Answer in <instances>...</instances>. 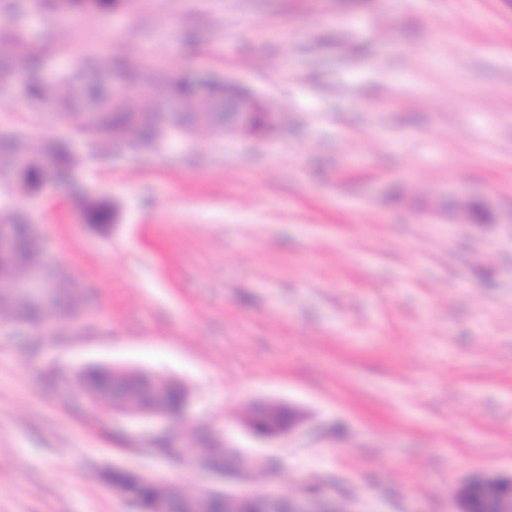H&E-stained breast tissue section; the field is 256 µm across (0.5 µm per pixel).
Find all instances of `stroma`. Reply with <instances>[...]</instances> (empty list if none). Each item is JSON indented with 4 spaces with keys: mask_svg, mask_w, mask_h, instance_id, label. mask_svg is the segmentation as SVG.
<instances>
[{
    "mask_svg": "<svg viewBox=\"0 0 512 512\" xmlns=\"http://www.w3.org/2000/svg\"><path fill=\"white\" fill-rule=\"evenodd\" d=\"M28 29L51 69L111 41L283 118L101 160L0 100V130L68 137L116 208L99 232L68 191L15 198L86 300L50 305L38 345L0 331V512H136L104 482L116 466L223 489L197 467L206 435L275 456L247 484L341 512H454L461 484L512 471V0H126ZM464 200L481 219L460 223ZM90 366L186 389L179 463L143 440L155 421L89 400ZM266 401L300 427L254 438Z\"/></svg>",
    "mask_w": 512,
    "mask_h": 512,
    "instance_id": "stroma-1",
    "label": "stroma"
}]
</instances>
